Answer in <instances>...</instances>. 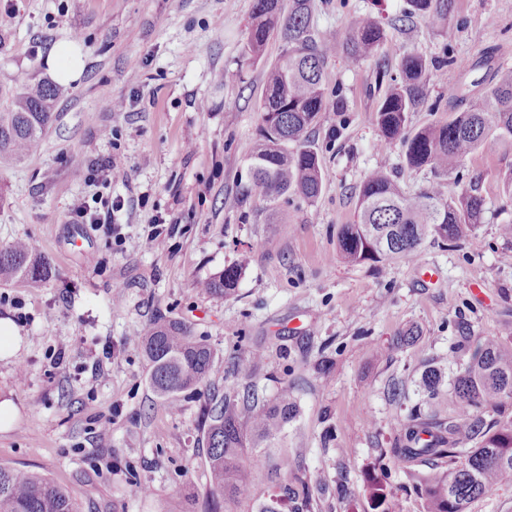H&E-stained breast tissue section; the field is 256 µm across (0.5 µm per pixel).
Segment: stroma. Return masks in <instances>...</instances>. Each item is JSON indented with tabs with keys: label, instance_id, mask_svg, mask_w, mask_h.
Here are the masks:
<instances>
[{
	"label": "stroma",
	"instance_id": "stroma-1",
	"mask_svg": "<svg viewBox=\"0 0 512 512\" xmlns=\"http://www.w3.org/2000/svg\"><path fill=\"white\" fill-rule=\"evenodd\" d=\"M406 0H313L316 33L344 37L352 18L390 20ZM252 0H0V101L34 80H50L56 46L80 48L83 71L59 86L57 119L41 149L0 164V245L32 240L52 276L34 289L0 285V320L18 329L0 357V465L63 486L79 512H203L208 481L200 424L212 394L253 386L260 397L288 388L297 406L280 447L260 454L251 499L229 512H255L277 489L275 470L301 472L310 512H374L368 475H378L399 512H423L412 474L388 450L414 411L445 419L456 401L448 383L470 338L512 341V146L469 155L434 178L404 166L399 147L381 148L375 114L383 91L377 64L396 71L412 49L458 63L432 72L413 128L447 120L448 90L477 97L497 67H512V0H455L442 26L414 18L388 29L374 57L356 65L329 58L327 94L347 112L313 131L322 191L284 204L271 224L258 196L244 195L247 157L258 138L264 70L244 54ZM125 100L122 111L113 101ZM124 176L110 179L108 160ZM391 170L408 194L436 185L456 196L477 183L481 224L444 248L385 267L349 265L337 255L340 225L353 219L360 183ZM113 205L109 221L76 223L71 206ZM166 248L145 252L152 224ZM238 265L235 298L204 293L201 281ZM189 325L224 359L207 387L170 414L154 395L141 338L157 316ZM418 336L397 346L409 328ZM446 378L437 398L419 386L426 366ZM108 435L99 436L103 419ZM151 489L138 495L139 486Z\"/></svg>",
	"mask_w": 512,
	"mask_h": 512
}]
</instances>
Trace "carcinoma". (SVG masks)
<instances>
[{
	"instance_id": "obj_1",
	"label": "carcinoma",
	"mask_w": 512,
	"mask_h": 512,
	"mask_svg": "<svg viewBox=\"0 0 512 512\" xmlns=\"http://www.w3.org/2000/svg\"><path fill=\"white\" fill-rule=\"evenodd\" d=\"M410 14L439 25L455 7L454 0H407ZM311 0H253L246 31L245 55L262 57L272 38L282 43L278 59L265 72V89L258 104V140L247 159V179L271 211L280 200L297 196L308 201L321 192L320 159L312 146V131L329 112L346 111L341 96L331 102L323 86L327 60L340 55L350 63L373 56L385 40L377 17L359 15L344 39L334 34L317 38L310 26ZM429 76L426 59L405 50L399 75L389 78L376 112L385 147L397 145L411 170L428 167L439 176L457 171L466 157L482 147L512 145V69L494 74L482 97L464 106L466 97H448L447 121L419 130L409 127V112L424 99ZM55 88L46 81L26 85L0 111V163L21 161L37 152L49 126ZM485 198L476 187L458 197H444L430 187L403 195L384 168L366 175L358 188L356 217L338 230L339 254L352 264L386 265L397 259L413 261L427 239L456 243L481 223ZM51 271L37 258L26 239L0 245V283L24 280L33 287L49 279ZM241 268L228 266L217 276L198 283L208 295L235 296ZM154 394L174 414L180 412L181 394L205 386L222 356L177 320L158 318L142 337ZM452 390L457 415L443 422L413 414L400 429L392 458L399 462L448 459V469L420 476L416 490L424 512H467L477 497L502 484L512 483V417L487 419L512 400V342L494 336L476 341L465 367L455 374ZM297 404L288 388L273 400L251 389L226 390L208 398L201 426L207 445L209 496L205 512H224L226 504L253 494L252 469L242 461L248 448H272ZM468 441L472 448H462ZM374 508L395 512L378 480L369 483ZM289 483L257 505V512H283ZM0 512H75L68 492L52 480L31 471L0 467Z\"/></svg>"
}]
</instances>
